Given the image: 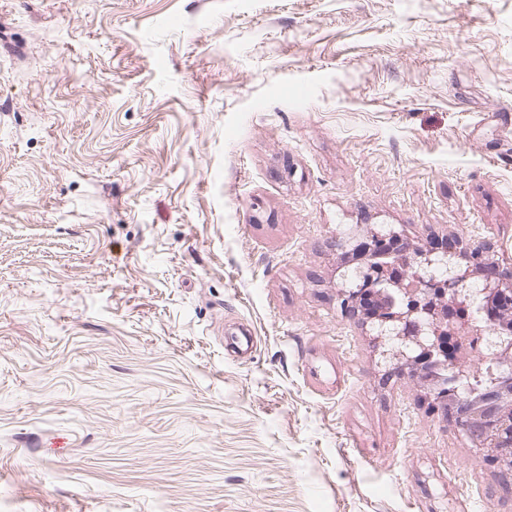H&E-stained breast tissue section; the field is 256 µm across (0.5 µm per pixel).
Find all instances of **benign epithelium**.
Instances as JSON below:
<instances>
[{
	"label": "benign epithelium",
	"mask_w": 512,
	"mask_h": 512,
	"mask_svg": "<svg viewBox=\"0 0 512 512\" xmlns=\"http://www.w3.org/2000/svg\"><path fill=\"white\" fill-rule=\"evenodd\" d=\"M393 239L399 242L389 254L391 261L376 262L377 243ZM455 259L451 249L416 246L395 232L388 235L370 232L365 248V265L355 269L356 289L343 302L353 307L365 292L386 303L376 317V339L381 345L398 348L396 368L410 369L411 375L431 383L438 395L448 397L455 409L456 424L480 447L499 454L503 485L512 488V357L501 361L500 372L489 373L480 389L470 384L472 360L464 348L465 337L457 322L455 300L458 288L466 283L473 270L456 263L438 278L428 272L439 261ZM473 261L481 271L480 304L470 301L468 310L476 326L487 323L486 304L499 299L504 306L503 330L500 331L492 357L512 351V266L490 260L477 250Z\"/></svg>",
	"instance_id": "obj_1"
}]
</instances>
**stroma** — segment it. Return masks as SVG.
<instances>
[{
  "instance_id": "35a3bbf8",
  "label": "stroma",
  "mask_w": 512,
  "mask_h": 512,
  "mask_svg": "<svg viewBox=\"0 0 512 512\" xmlns=\"http://www.w3.org/2000/svg\"><path fill=\"white\" fill-rule=\"evenodd\" d=\"M373 226L512 264V0H0V512H512Z\"/></svg>"
}]
</instances>
